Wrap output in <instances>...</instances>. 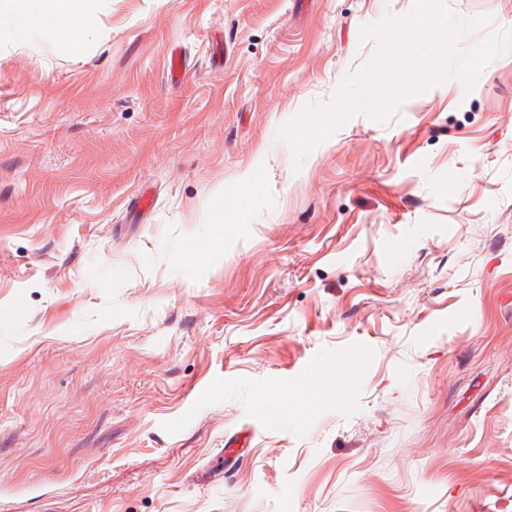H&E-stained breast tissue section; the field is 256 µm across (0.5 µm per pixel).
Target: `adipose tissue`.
Segmentation results:
<instances>
[{"label":"adipose tissue","instance_id":"1","mask_svg":"<svg viewBox=\"0 0 512 512\" xmlns=\"http://www.w3.org/2000/svg\"><path fill=\"white\" fill-rule=\"evenodd\" d=\"M33 28L53 39H76L89 22L93 0H15Z\"/></svg>","mask_w":512,"mask_h":512}]
</instances>
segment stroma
<instances>
[{
  "label": "stroma",
  "instance_id": "1",
  "mask_svg": "<svg viewBox=\"0 0 512 512\" xmlns=\"http://www.w3.org/2000/svg\"><path fill=\"white\" fill-rule=\"evenodd\" d=\"M447 4L489 20L460 51L512 28V0ZM415 5L98 0L77 43L0 27V512H512V53L301 171L278 137Z\"/></svg>",
  "mask_w": 512,
  "mask_h": 512
}]
</instances>
